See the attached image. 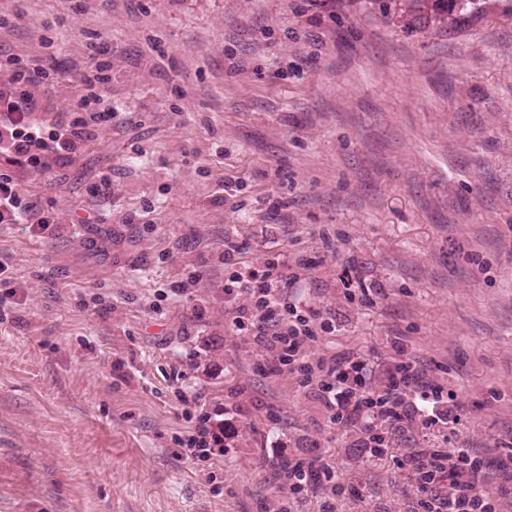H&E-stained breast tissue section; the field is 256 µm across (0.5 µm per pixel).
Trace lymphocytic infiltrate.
Here are the masks:
<instances>
[{
  "mask_svg": "<svg viewBox=\"0 0 512 512\" xmlns=\"http://www.w3.org/2000/svg\"><path fill=\"white\" fill-rule=\"evenodd\" d=\"M9 87L0 92V158L12 166L47 164L70 158L80 139L89 135L91 123L112 118L111 106L95 96L96 108L87 121L45 127L31 118L30 89L48 75L38 61L19 62L10 56L0 61ZM17 183L0 173V224H27L43 233L56 223L55 214L34 211L21 200ZM224 266L221 292L228 306V328L234 334L251 336L267 355L269 371L281 376L300 375L328 413L331 425L344 426L361 419L382 417L392 422L414 425L432 423L454 415L457 407L445 400L441 385L426 379L405 349L385 382L376 389L356 392L346 383L361 367L348 357L341 361L306 358L309 344L318 332L328 331L329 322L312 327L301 309L289 303L284 288L299 281L301 261H289L278 254L265 259L261 269H251L241 259L238 246L225 245L219 256ZM181 415L187 428L175 438L181 456L216 468L224 454V408L202 402L199 393L178 390ZM408 477L420 495L423 512H499L502 499L512 495V454L487 462L470 448L447 452L416 448L403 461ZM288 481V501L278 502L273 512H288V502L298 499L312 481L329 476L326 465L302 460L282 467Z\"/></svg>",
  "mask_w": 512,
  "mask_h": 512,
  "instance_id": "1",
  "label": "lymphocytic infiltrate"
}]
</instances>
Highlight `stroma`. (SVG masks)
<instances>
[{"label":"stroma","mask_w":512,"mask_h":512,"mask_svg":"<svg viewBox=\"0 0 512 512\" xmlns=\"http://www.w3.org/2000/svg\"><path fill=\"white\" fill-rule=\"evenodd\" d=\"M442 31L371 0H0V52L41 59L33 119L83 117L101 64L117 115L45 167L0 164L40 235L0 224V512H267L282 462L319 458L335 512H419L413 448L512 443V17ZM309 261L290 301L336 324L310 361L355 353L366 386L404 344L455 422L376 420L356 452L295 378L264 375L225 324V242ZM200 280L147 309L156 290ZM224 406L223 491L173 438V368ZM122 361V370L113 362Z\"/></svg>","instance_id":"stroma-1"}]
</instances>
